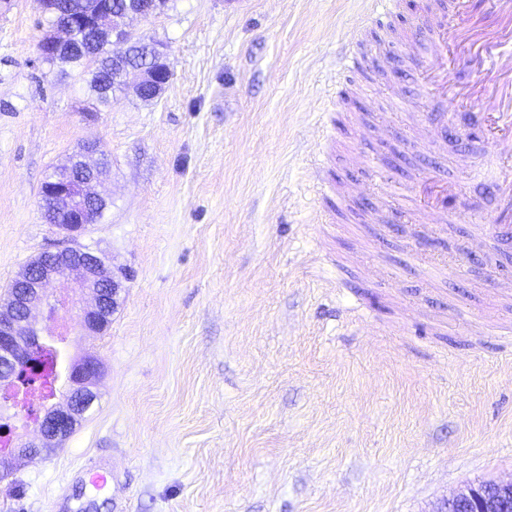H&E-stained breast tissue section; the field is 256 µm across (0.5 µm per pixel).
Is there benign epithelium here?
I'll list each match as a JSON object with an SVG mask.
<instances>
[{
  "instance_id": "7a95c632",
  "label": "benign epithelium",
  "mask_w": 512,
  "mask_h": 512,
  "mask_svg": "<svg viewBox=\"0 0 512 512\" xmlns=\"http://www.w3.org/2000/svg\"><path fill=\"white\" fill-rule=\"evenodd\" d=\"M169 0H129L118 13H107L87 23L100 46L112 49V61L121 64L119 56L135 45L149 59L145 66L130 68L126 76L135 77L125 84L123 92L134 90L145 101L160 95L172 77L167 45L147 40L130 27V21H149L165 13ZM71 26H55L39 45L63 49L71 45ZM96 146L87 149L57 167L41 184L40 205L59 198L66 203L71 221L57 224L62 234L61 246L47 249L31 258L12 281L9 292L0 298V393L18 386L17 373L32 369L42 350L53 345L67 351L71 337L101 334L118 307L122 283L129 276L125 269L112 266L96 247L81 242V237L94 224L87 212L90 202L106 197L96 190L104 179L97 165ZM67 282V287L54 292L51 285ZM78 309L74 317L65 314ZM101 376L98 358L91 349L77 359H64L56 380L55 393L45 401L33 420L14 424L17 405L10 400L0 402V434L8 439L0 450V473L11 474L28 461L60 448L71 437L98 399L97 384ZM512 481L488 482L465 488L446 500L440 512H512Z\"/></svg>"
}]
</instances>
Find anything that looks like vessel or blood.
I'll return each mask as SVG.
<instances>
[{
	"label": "vessel or blood",
	"instance_id": "obj_1",
	"mask_svg": "<svg viewBox=\"0 0 512 512\" xmlns=\"http://www.w3.org/2000/svg\"><path fill=\"white\" fill-rule=\"evenodd\" d=\"M397 7V0H372L365 23L385 27ZM449 18L436 16L432 4L416 14L413 23L394 31L393 40L412 50L420 42L433 48L432 61L425 70L426 89L435 91L449 104H468L477 108V122L494 149L499 177L496 189L499 205L486 218L495 225L512 224V0H453ZM391 53L376 51L371 61L345 56L336 75V98L344 100L349 74L367 66H388ZM469 63L476 75L474 90L456 87L451 73L456 61ZM418 222L445 224L448 207L432 194L419 198L415 212Z\"/></svg>",
	"mask_w": 512,
	"mask_h": 512
}]
</instances>
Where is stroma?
<instances>
[{
  "label": "stroma",
  "instance_id": "35a3bbf8",
  "mask_svg": "<svg viewBox=\"0 0 512 512\" xmlns=\"http://www.w3.org/2000/svg\"><path fill=\"white\" fill-rule=\"evenodd\" d=\"M368 8L170 0L131 23L168 44L167 88L95 108L78 71L39 60L38 0H0V294L58 244L38 191L85 140L111 207L84 240L130 273L108 331L69 346L98 356L97 403L0 478V512H439L512 479V241L492 228L490 254L465 252L498 205L490 147L461 113L413 147L436 107L416 57L330 104L341 54L379 40H346ZM430 175L462 192L425 242L366 222Z\"/></svg>",
  "mask_w": 512,
  "mask_h": 512
}]
</instances>
